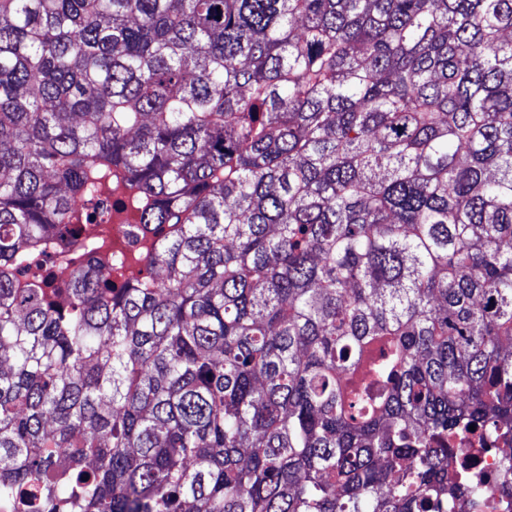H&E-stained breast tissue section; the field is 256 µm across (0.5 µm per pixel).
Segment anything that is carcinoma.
<instances>
[{"mask_svg": "<svg viewBox=\"0 0 512 512\" xmlns=\"http://www.w3.org/2000/svg\"><path fill=\"white\" fill-rule=\"evenodd\" d=\"M105 193L164 277L18 287ZM501 431L512 0H0V512H483ZM456 449L448 459V472L454 473L458 463L463 460H473L476 467L486 479L485 488L488 499L496 506L487 512H508L512 508V499H509L507 508L499 506L501 502L500 487L496 477L501 470L505 458H512L511 434L507 437H500L495 450L490 448L487 441L479 444L474 441L465 440L455 445ZM486 447H489L488 449Z\"/></svg>", "mask_w": 512, "mask_h": 512, "instance_id": "carcinoma-1", "label": "carcinoma"}]
</instances>
